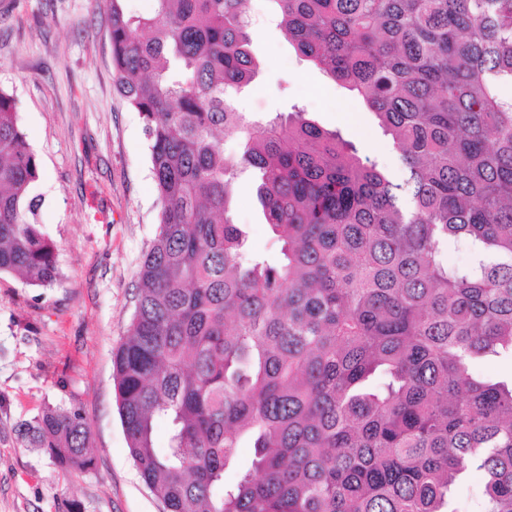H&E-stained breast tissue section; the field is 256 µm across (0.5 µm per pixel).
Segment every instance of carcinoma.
Returning a JSON list of instances; mask_svg holds the SVG:
<instances>
[{
	"instance_id": "1",
	"label": "carcinoma",
	"mask_w": 512,
	"mask_h": 512,
	"mask_svg": "<svg viewBox=\"0 0 512 512\" xmlns=\"http://www.w3.org/2000/svg\"><path fill=\"white\" fill-rule=\"evenodd\" d=\"M154 2L108 0L161 204L112 356L143 482L167 512H461L481 472L478 512H512V380L471 371L512 361V0H271L298 56L364 100L398 180L296 104L238 110L263 67L247 0ZM245 172L274 254L231 217ZM38 179L0 89V273L49 288ZM16 432L65 471L95 464L74 405ZM475 371L487 379L509 380L512 374V363L501 358H486L475 364ZM481 479L474 475L468 483L459 490L460 505L465 510H477L481 507Z\"/></svg>"
}]
</instances>
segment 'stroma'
I'll list each match as a JSON object with an SVG mask.
<instances>
[{
    "label": "stroma",
    "mask_w": 512,
    "mask_h": 512,
    "mask_svg": "<svg viewBox=\"0 0 512 512\" xmlns=\"http://www.w3.org/2000/svg\"><path fill=\"white\" fill-rule=\"evenodd\" d=\"M270 0H250L252 42L263 61L239 95L255 117L305 104L378 165L395 152L362 101L299 60L266 19ZM103 0H0V88L19 102V122L40 161V219L58 247L61 277L31 288L0 275V512H165L129 454L112 380V353L128 329L137 272L160 209L143 121L113 90ZM251 246L276 249L249 186L234 202ZM79 405L95 466L66 472L19 440L17 424L44 402Z\"/></svg>",
    "instance_id": "35a3bbf8"
}]
</instances>
